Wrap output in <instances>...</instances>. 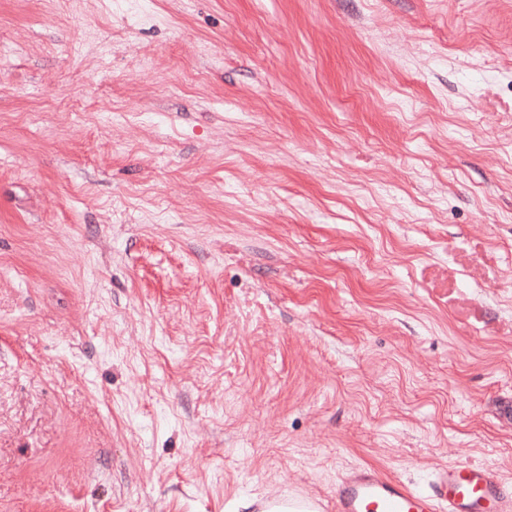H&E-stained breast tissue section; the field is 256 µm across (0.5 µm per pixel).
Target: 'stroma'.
I'll return each instance as SVG.
<instances>
[{
    "label": "stroma",
    "instance_id": "35a3bbf8",
    "mask_svg": "<svg viewBox=\"0 0 512 512\" xmlns=\"http://www.w3.org/2000/svg\"><path fill=\"white\" fill-rule=\"evenodd\" d=\"M512 493V0H0V512ZM512 495L485 466L459 463L439 471L425 490L410 488L371 465L351 469L336 491V512H511Z\"/></svg>",
    "mask_w": 512,
    "mask_h": 512
}]
</instances>
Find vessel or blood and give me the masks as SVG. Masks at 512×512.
<instances>
[{
	"label": "vessel or blood",
	"instance_id": "1",
	"mask_svg": "<svg viewBox=\"0 0 512 512\" xmlns=\"http://www.w3.org/2000/svg\"><path fill=\"white\" fill-rule=\"evenodd\" d=\"M336 512H512V495L482 465L449 466L422 491L366 465L351 469L339 483Z\"/></svg>",
	"mask_w": 512,
	"mask_h": 512
}]
</instances>
